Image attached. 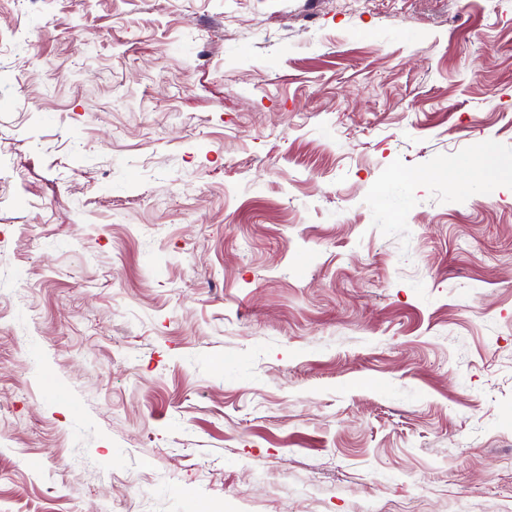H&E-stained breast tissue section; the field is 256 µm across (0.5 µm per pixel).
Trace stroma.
Returning <instances> with one entry per match:
<instances>
[{"instance_id": "stroma-1", "label": "stroma", "mask_w": 512, "mask_h": 512, "mask_svg": "<svg viewBox=\"0 0 512 512\" xmlns=\"http://www.w3.org/2000/svg\"><path fill=\"white\" fill-rule=\"evenodd\" d=\"M0 169V512H512V0H0Z\"/></svg>"}]
</instances>
